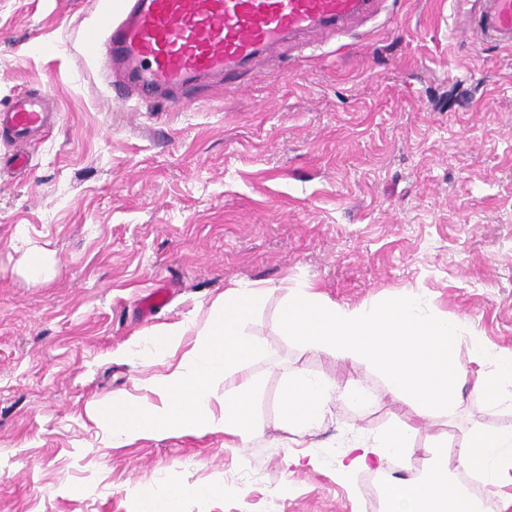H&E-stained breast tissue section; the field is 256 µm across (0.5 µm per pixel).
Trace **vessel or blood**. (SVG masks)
<instances>
[{
    "mask_svg": "<svg viewBox=\"0 0 512 512\" xmlns=\"http://www.w3.org/2000/svg\"><path fill=\"white\" fill-rule=\"evenodd\" d=\"M476 45L512 47V0H456ZM375 0H101L89 57L107 56L125 92L169 98L228 81L285 37L329 35L370 15ZM43 95L21 93L0 112V137L27 170L29 144L53 126Z\"/></svg>",
    "mask_w": 512,
    "mask_h": 512,
    "instance_id": "obj_1",
    "label": "vessel or blood"
}]
</instances>
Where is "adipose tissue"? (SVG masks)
<instances>
[{"instance_id":"obj_1","label":"adipose tissue","mask_w":512,"mask_h":512,"mask_svg":"<svg viewBox=\"0 0 512 512\" xmlns=\"http://www.w3.org/2000/svg\"><path fill=\"white\" fill-rule=\"evenodd\" d=\"M270 288L236 285L213 303L204 325L187 319L161 332L171 348L188 332L197 340L187 364L147 383L153 398L135 401L118 394L112 409L99 418L112 447L128 445L147 433L184 431L201 434L221 429L241 443L262 432L257 413V382L250 369L267 353L266 343L250 333L253 315L267 302ZM279 330L304 349L331 356L352 369L366 368L382 380L393 399L406 404L411 418L381 433L348 440L340 472L353 476L381 468L399 457L422 453L420 470L384 485V512H481L482 503L459 481V470L477 472L487 488L512 480V428L462 429L455 445L436 439L416 450V421L454 413L462 385L471 378L469 366L458 359L455 345L468 336L474 359L486 372L476 387L495 410L512 411V350H496L482 337L467 335V325L448 319L426 297L402 294L390 301L348 309L321 299L298 286L282 302ZM223 390H216V381ZM345 396L336 379L305 373L289 375L283 385V422L299 437L312 435L333 417ZM223 401L214 413V401ZM214 485H177L164 494L138 488L147 512H177L189 496L211 497Z\"/></svg>"}]
</instances>
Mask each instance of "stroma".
I'll return each instance as SVG.
<instances>
[{"instance_id": "35a3bbf8", "label": "stroma", "mask_w": 512, "mask_h": 512, "mask_svg": "<svg viewBox=\"0 0 512 512\" xmlns=\"http://www.w3.org/2000/svg\"><path fill=\"white\" fill-rule=\"evenodd\" d=\"M98 0H0V109L46 95L57 124L20 174L0 140V512H142L139 487L218 484L181 512H364L338 478L344 443L406 419L364 372L368 407L345 401L303 453L280 421L284 376L350 368L281 336L288 288L313 285L358 308L414 292L512 349V50L453 36L452 0H377L339 37H299L223 88L168 104L112 100L83 37ZM50 256L26 275L30 250ZM239 283L272 288L251 333L263 432L248 447L215 430L108 444L91 407L144 396L195 344L120 352ZM168 304L138 302L156 286ZM512 427L465 387L455 415L415 436L455 441L459 424Z\"/></svg>"}]
</instances>
